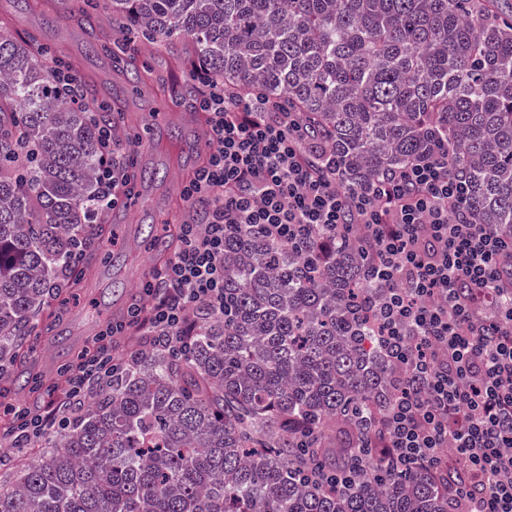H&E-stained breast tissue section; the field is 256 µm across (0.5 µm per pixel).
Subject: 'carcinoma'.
I'll list each match as a JSON object with an SVG mask.
<instances>
[{"label":"carcinoma","instance_id":"obj_1","mask_svg":"<svg viewBox=\"0 0 512 512\" xmlns=\"http://www.w3.org/2000/svg\"><path fill=\"white\" fill-rule=\"evenodd\" d=\"M112 22L159 47L188 42L237 93L302 113L313 158L357 186L416 155L448 151L474 221L512 234V21L498 0H106ZM94 30L95 0L78 7ZM147 91L149 64L112 50ZM100 119L125 109L79 76ZM98 129L61 96L38 41L0 24V383L45 374L28 343L62 295L106 260L95 223ZM143 246L169 253L150 226ZM351 240L224 239V317L196 312L185 353L154 343L93 385L41 460L0 486V512H449L444 477L368 446L396 393L356 312L380 289ZM369 466L336 493L307 477Z\"/></svg>","mask_w":512,"mask_h":512}]
</instances>
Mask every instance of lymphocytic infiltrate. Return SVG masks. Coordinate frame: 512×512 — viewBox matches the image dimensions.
Instances as JSON below:
<instances>
[{"label": "lymphocytic infiltrate", "instance_id": "f902f5d3", "mask_svg": "<svg viewBox=\"0 0 512 512\" xmlns=\"http://www.w3.org/2000/svg\"><path fill=\"white\" fill-rule=\"evenodd\" d=\"M197 77L193 110L209 151L184 194L205 204L203 223L180 224L144 304L70 368L55 407L8 408L13 431L32 445L63 428L87 385L118 371L113 337L135 329L170 339L201 304L223 316L225 232L249 227L286 244L328 232L356 242L382 290L362 315L397 373L395 400L379 420L392 465L463 471L474 489L449 485L456 512H512V236L472 220L469 186L450 176L447 154L350 186L310 160L299 112L259 95L240 99L205 69ZM98 144L94 202L104 214L130 178L111 128H99Z\"/></svg>", "mask_w": 512, "mask_h": 512}]
</instances>
